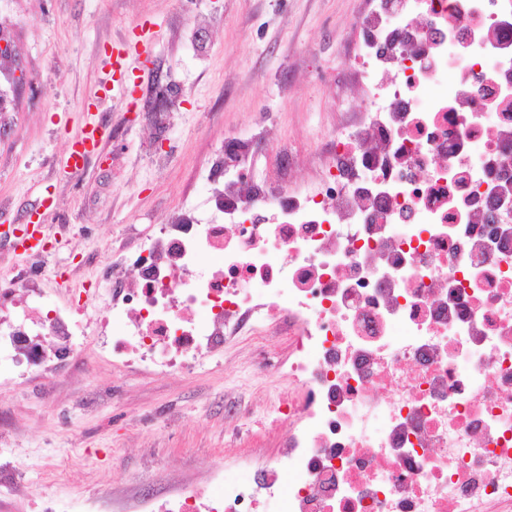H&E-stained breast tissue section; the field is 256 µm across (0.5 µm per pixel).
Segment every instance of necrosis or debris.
Returning a JSON list of instances; mask_svg holds the SVG:
<instances>
[{
  "instance_id": "1",
  "label": "necrosis or debris",
  "mask_w": 512,
  "mask_h": 512,
  "mask_svg": "<svg viewBox=\"0 0 512 512\" xmlns=\"http://www.w3.org/2000/svg\"><path fill=\"white\" fill-rule=\"evenodd\" d=\"M357 26L368 106L320 184L241 169L208 217L179 206L113 249L120 330L28 306L39 271L0 281L13 375L90 334L114 365L190 373L246 335L283 378L245 478L212 465L129 512H512V0H379Z\"/></svg>"
}]
</instances>
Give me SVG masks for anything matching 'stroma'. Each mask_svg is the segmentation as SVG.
Listing matches in <instances>:
<instances>
[{"label":"stroma","instance_id":"1","mask_svg":"<svg viewBox=\"0 0 512 512\" xmlns=\"http://www.w3.org/2000/svg\"><path fill=\"white\" fill-rule=\"evenodd\" d=\"M371 0H0V34L15 55L0 58V226L45 215L56 249L27 254L0 237V280L39 266L41 307H61L70 290L95 288L109 251L162 223L178 205L210 212L207 179L225 137L267 131L249 166L276 175L280 150L291 184L319 181L337 129L365 103L351 60L355 20ZM150 38V55L112 87L104 51ZM172 96L155 108L159 91ZM99 95L103 128L82 174L61 163L87 99ZM86 368L54 377L0 381V480L20 490L0 512H36L52 489L57 512L74 496L121 487L162 493L173 480L201 479L205 466L232 463L252 419L280 388L250 367L247 340L195 372L159 375L114 366L96 337ZM251 419L227 425L226 404Z\"/></svg>","mask_w":512,"mask_h":512}]
</instances>
